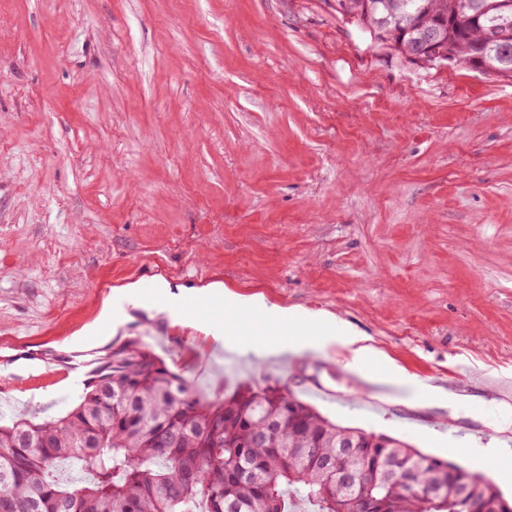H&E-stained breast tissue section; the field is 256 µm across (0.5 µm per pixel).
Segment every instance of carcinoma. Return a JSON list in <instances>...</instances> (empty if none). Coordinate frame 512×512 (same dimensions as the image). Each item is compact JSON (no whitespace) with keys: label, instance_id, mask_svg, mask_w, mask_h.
<instances>
[{"label":"carcinoma","instance_id":"carcinoma-1","mask_svg":"<svg viewBox=\"0 0 512 512\" xmlns=\"http://www.w3.org/2000/svg\"><path fill=\"white\" fill-rule=\"evenodd\" d=\"M402 4L411 32L383 20V5ZM374 39L407 55L419 26L439 31L437 46L459 64L512 80V58L492 50L467 63L477 37L474 14L503 15L499 42L512 45V7L499 0H336ZM365 437L341 426L288 387L243 384L232 394L197 391L151 346L130 339L108 347L81 401L36 422L0 419V512H495L494 483L470 504L441 475L432 456L395 438L382 447L343 448ZM85 477L67 480L60 470ZM402 474L414 489L395 482Z\"/></svg>","mask_w":512,"mask_h":512}]
</instances>
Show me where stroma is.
<instances>
[{
    "label": "stroma",
    "instance_id": "1",
    "mask_svg": "<svg viewBox=\"0 0 512 512\" xmlns=\"http://www.w3.org/2000/svg\"><path fill=\"white\" fill-rule=\"evenodd\" d=\"M212 283L331 313L426 386L512 373V81L414 62L336 0H0L1 416L69 411L139 338L204 393L277 381L512 474V414L415 408L338 346L258 357L307 330L241 320Z\"/></svg>",
    "mask_w": 512,
    "mask_h": 512
}]
</instances>
